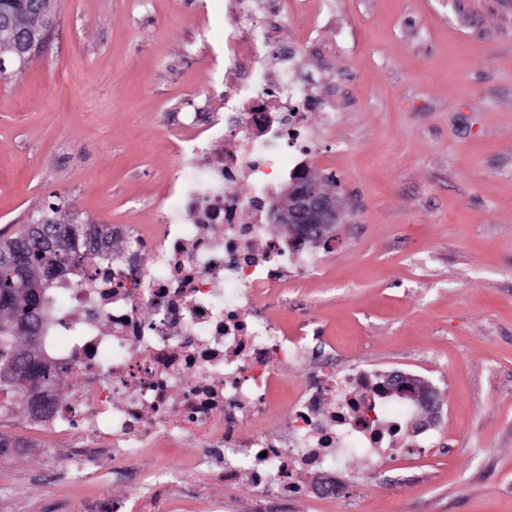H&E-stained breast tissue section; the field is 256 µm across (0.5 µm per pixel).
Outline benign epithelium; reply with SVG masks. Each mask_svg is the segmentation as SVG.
<instances>
[{
	"label": "benign epithelium",
	"mask_w": 512,
	"mask_h": 512,
	"mask_svg": "<svg viewBox=\"0 0 512 512\" xmlns=\"http://www.w3.org/2000/svg\"><path fill=\"white\" fill-rule=\"evenodd\" d=\"M32 23L31 31L19 45L21 56L43 49L52 24L51 13L36 12ZM287 191L291 197L289 206L283 208L276 204L269 216L273 222L282 225L288 239L300 237L314 244L332 239L334 228L344 220L336 199L322 194L316 183L308 180L300 181L298 186H288ZM384 379L390 394L417 407V420L409 424L411 433H416L422 420L432 421L438 416L442 401L438 389L430 381L402 371H392Z\"/></svg>",
	"instance_id": "obj_1"
}]
</instances>
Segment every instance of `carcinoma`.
<instances>
[{"instance_id": "carcinoma-1", "label": "carcinoma", "mask_w": 512, "mask_h": 512, "mask_svg": "<svg viewBox=\"0 0 512 512\" xmlns=\"http://www.w3.org/2000/svg\"><path fill=\"white\" fill-rule=\"evenodd\" d=\"M32 0H0V46L8 48L12 59L19 38L31 25ZM112 251V232L100 224H86L72 213L67 221L58 218V208L50 206L33 222L0 237V410L10 409L12 399L36 402L42 386L56 383L41 350L46 341L51 293L69 286L70 275L82 269L89 253Z\"/></svg>"}]
</instances>
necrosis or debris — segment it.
<instances>
[{"instance_id": "4bbe7bcc", "label": "necrosis or debris", "mask_w": 512, "mask_h": 512, "mask_svg": "<svg viewBox=\"0 0 512 512\" xmlns=\"http://www.w3.org/2000/svg\"><path fill=\"white\" fill-rule=\"evenodd\" d=\"M266 42L262 30L225 34V56L249 69L224 94L223 122L182 146L195 166L172 185L166 222L149 232L121 227L125 248L90 256L84 280L55 296L62 322L48 363L81 385L63 404L42 392L50 411L28 416V444L49 455L66 438L72 453L61 469L81 477L93 467L145 488L85 492L83 512H224L223 500L177 490L156 453L163 446L195 443L191 470L228 489L252 483L261 494L252 512H266V495L312 488L352 454L406 445L407 411L380 391L378 375L337 369L319 330L288 332L269 313L289 266L311 260L308 242L267 235L264 215L275 202L272 176L307 172L317 98L297 74L298 48L272 71ZM242 181L248 194L236 190ZM292 362L311 369L283 422L272 394Z\"/></svg>"}]
</instances>
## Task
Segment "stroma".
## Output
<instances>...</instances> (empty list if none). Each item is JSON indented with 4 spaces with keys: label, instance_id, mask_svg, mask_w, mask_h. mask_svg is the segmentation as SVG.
<instances>
[{
    "label": "stroma",
    "instance_id": "35a3bbf8",
    "mask_svg": "<svg viewBox=\"0 0 512 512\" xmlns=\"http://www.w3.org/2000/svg\"><path fill=\"white\" fill-rule=\"evenodd\" d=\"M265 0H57L46 48L0 73V233L48 204L91 224L162 223L194 116L224 117L235 9ZM336 114L310 116V171L346 210L276 321L346 361L407 371L443 400L433 443L348 458L345 492L269 512H512V0H301L270 31ZM224 512H249L192 474ZM46 456L0 458V512H78Z\"/></svg>",
    "mask_w": 512,
    "mask_h": 512
}]
</instances>
